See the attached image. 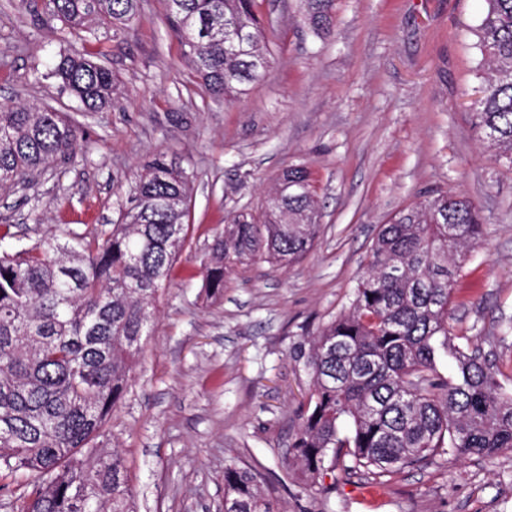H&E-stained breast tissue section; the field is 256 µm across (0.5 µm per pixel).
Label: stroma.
<instances>
[{"label": "stroma", "mask_w": 512, "mask_h": 512, "mask_svg": "<svg viewBox=\"0 0 512 512\" xmlns=\"http://www.w3.org/2000/svg\"><path fill=\"white\" fill-rule=\"evenodd\" d=\"M485 0H334V36L311 30L302 0H258L269 69L233 102L210 98L165 22V0L86 48L116 80L110 107L79 112L43 75L59 44L46 13L0 0V104L38 98L75 116L76 157L32 189L0 191V224L22 244L104 235L117 183L156 151L194 175L193 240L159 293L125 400L107 426L138 512H224V466H255L283 512H512V451L376 477L325 473L321 492L283 459L310 379L299 344L346 310L381 224L432 193L473 203L487 245L468 254L449 327L472 338L512 389V166L497 161L470 105L484 69L474 30ZM311 173L321 233L299 262L237 268L206 302L202 261L215 230L257 211L283 171ZM41 215L34 223L33 215Z\"/></svg>", "instance_id": "obj_1"}]
</instances>
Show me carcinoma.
Returning <instances> with one entry per match:
<instances>
[{
    "instance_id": "carcinoma-1",
    "label": "carcinoma",
    "mask_w": 512,
    "mask_h": 512,
    "mask_svg": "<svg viewBox=\"0 0 512 512\" xmlns=\"http://www.w3.org/2000/svg\"><path fill=\"white\" fill-rule=\"evenodd\" d=\"M333 0H305L316 34L333 31ZM139 0H49L58 40L114 32ZM257 0H167L166 19L212 98L238 99L269 60ZM487 66L472 104L476 131L512 165V0H488L475 30ZM56 79L79 108L112 103V71L62 53ZM83 129L38 101L0 105V187L34 188L38 176L76 157ZM193 175L156 152L128 181L112 231L70 233L24 247L0 235V472L26 488L20 512H136L125 460L103 446L124 399L153 304L191 240ZM310 173L294 166L257 215H229L203 261V291L216 301L226 277L260 261L290 265L320 234ZM485 245L477 210L454 193L425 197L380 226L349 308L299 347L311 389L288 471L312 490L326 463L377 476L453 457L490 461L512 449V390L448 327L454 284L469 252ZM452 361L444 375L439 366ZM231 512H281L251 466H224Z\"/></svg>"
}]
</instances>
